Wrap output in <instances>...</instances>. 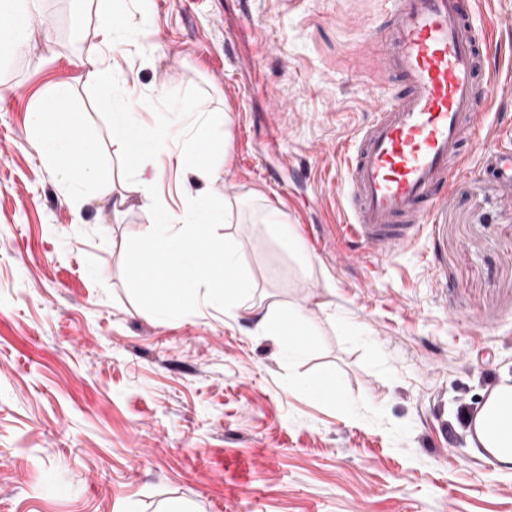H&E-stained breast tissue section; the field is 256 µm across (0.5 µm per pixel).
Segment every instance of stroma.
<instances>
[{"mask_svg":"<svg viewBox=\"0 0 512 512\" xmlns=\"http://www.w3.org/2000/svg\"><path fill=\"white\" fill-rule=\"evenodd\" d=\"M388 0H119L103 47L84 0H47L26 45L0 57V512H512V473L470 446L477 412L512 374V0H475L498 93L425 234L377 260L345 230L347 145L371 117L365 38ZM104 52L114 96L145 127L188 132L223 111L228 156L169 165L157 194L238 200L232 233L256 285L231 313L162 320L125 265L149 222L82 61ZM118 209L75 210L29 134L54 87ZM287 140L273 144L270 131ZM294 224L310 269L246 217ZM277 267V279L267 271ZM298 301L313 344L289 362L257 323ZM335 371L354 415L292 390Z\"/></svg>","mask_w":512,"mask_h":512,"instance_id":"35a3bbf8","label":"stroma"}]
</instances>
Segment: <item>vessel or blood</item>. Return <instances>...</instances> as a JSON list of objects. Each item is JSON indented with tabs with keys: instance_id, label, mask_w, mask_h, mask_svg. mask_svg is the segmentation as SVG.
<instances>
[{
	"instance_id": "vessel-or-blood-1",
	"label": "vessel or blood",
	"mask_w": 512,
	"mask_h": 512,
	"mask_svg": "<svg viewBox=\"0 0 512 512\" xmlns=\"http://www.w3.org/2000/svg\"><path fill=\"white\" fill-rule=\"evenodd\" d=\"M384 42L375 43L385 77L401 85L373 100L370 120L348 149L341 191L353 208L350 235L383 259L429 226L463 165L462 143L483 113L475 97L489 78L470 0H389Z\"/></svg>"
}]
</instances>
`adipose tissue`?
I'll use <instances>...</instances> for the list:
<instances>
[{
    "mask_svg": "<svg viewBox=\"0 0 512 512\" xmlns=\"http://www.w3.org/2000/svg\"><path fill=\"white\" fill-rule=\"evenodd\" d=\"M43 0H0V48L21 49L42 13ZM113 141L120 150L127 174L141 178L144 207L151 220L142 236L125 250V264L133 278L144 270H153L151 285L138 284L136 292L145 308L160 319L192 308L219 303L225 310L243 304L254 284L242 265L232 237L214 241L206 225L218 222L220 213H232L234 204L225 201L223 212L196 204L174 212L155 196L154 178L171 161L167 127L147 130L136 118L129 100L106 98ZM64 89L50 91L31 111L29 126L33 142L46 160L74 188L75 207H83L90 195H107L108 183L97 166L78 163L79 154L87 152V142L78 134L75 123H61L59 114L72 112ZM262 230L289 257L300 264L308 263L309 253L293 225L287 224L275 209L265 210L260 221ZM220 265L234 272L231 284L215 277L210 267ZM258 329L263 335L279 339L288 349L289 358L305 355L313 341V330L305 307L298 302L267 310ZM468 433L476 451L497 470L512 472V379L502 378L486 395L480 409L470 419Z\"/></svg>",
    "mask_w": 512,
    "mask_h": 512,
    "instance_id": "adipose-tissue-1",
    "label": "adipose tissue"
}]
</instances>
